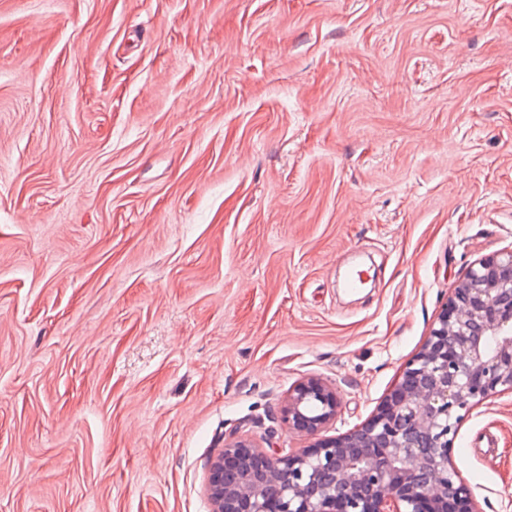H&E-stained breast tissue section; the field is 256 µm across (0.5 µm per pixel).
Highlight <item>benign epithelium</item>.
<instances>
[{"mask_svg": "<svg viewBox=\"0 0 512 512\" xmlns=\"http://www.w3.org/2000/svg\"><path fill=\"white\" fill-rule=\"evenodd\" d=\"M500 387L512 390V249L471 264L360 426L322 435L341 397L312 377L281 413L309 445L282 456L248 437L227 441L209 465L213 512H476L454 439L464 413Z\"/></svg>", "mask_w": 512, "mask_h": 512, "instance_id": "7a95c632", "label": "benign epithelium"}]
</instances>
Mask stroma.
Returning <instances> with one entry per match:
<instances>
[{
    "label": "stroma",
    "mask_w": 512,
    "mask_h": 512,
    "mask_svg": "<svg viewBox=\"0 0 512 512\" xmlns=\"http://www.w3.org/2000/svg\"><path fill=\"white\" fill-rule=\"evenodd\" d=\"M508 249L512 0H0V512H212L225 441L306 446L309 377L364 423ZM454 461L512 512V391Z\"/></svg>",
    "instance_id": "obj_1"
}]
</instances>
